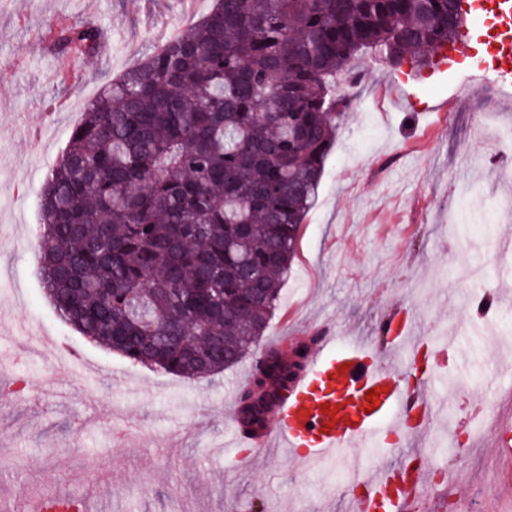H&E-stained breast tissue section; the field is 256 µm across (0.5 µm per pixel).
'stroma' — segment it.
Listing matches in <instances>:
<instances>
[{
  "instance_id": "obj_1",
  "label": "stroma",
  "mask_w": 512,
  "mask_h": 512,
  "mask_svg": "<svg viewBox=\"0 0 512 512\" xmlns=\"http://www.w3.org/2000/svg\"><path fill=\"white\" fill-rule=\"evenodd\" d=\"M214 0H0V500L28 512L51 493L108 500L112 512H347L353 459L297 469L286 453L234 445L235 399L268 348L317 336L341 347L361 337L384 364L407 361L408 391L433 393L443 409L431 433L379 436L372 461L401 439L406 461L449 471L425 481L423 512L446 498L476 500L480 512H512L502 487L512 464L477 417L512 415V219L485 221L461 196L479 189L486 207L512 195L481 158L491 148L480 120L512 124V91L475 81L462 44L452 68L394 66L375 54L351 64L363 83L328 155L296 256L266 331L219 382L152 371L87 342L42 296L31 247L41 187L71 128L108 77L136 68L161 32L189 29ZM103 26L93 58L73 57L67 74L44 45L45 21ZM461 224L449 236V222ZM476 264L491 289H506L494 335L472 328L468 289L448 261L449 245ZM407 320L398 347L378 326ZM70 358L59 368L45 354ZM96 473L101 483L87 481Z\"/></svg>"
}]
</instances>
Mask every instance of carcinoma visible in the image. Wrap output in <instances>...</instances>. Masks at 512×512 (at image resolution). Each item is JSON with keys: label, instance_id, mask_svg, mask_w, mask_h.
<instances>
[{"label": "carcinoma", "instance_id": "carcinoma-1", "mask_svg": "<svg viewBox=\"0 0 512 512\" xmlns=\"http://www.w3.org/2000/svg\"><path fill=\"white\" fill-rule=\"evenodd\" d=\"M459 0H215L88 104L40 196L37 266L59 317L129 362L216 381L263 336L361 55L428 63ZM60 59L88 22L47 25Z\"/></svg>", "mask_w": 512, "mask_h": 512}]
</instances>
